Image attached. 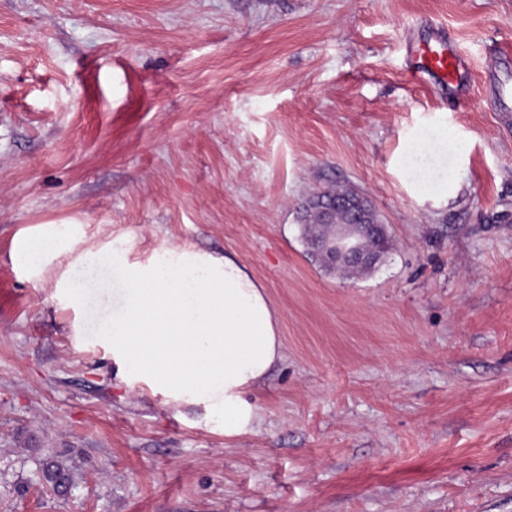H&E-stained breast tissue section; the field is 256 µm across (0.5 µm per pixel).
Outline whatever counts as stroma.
Segmentation results:
<instances>
[{
	"mask_svg": "<svg viewBox=\"0 0 512 512\" xmlns=\"http://www.w3.org/2000/svg\"><path fill=\"white\" fill-rule=\"evenodd\" d=\"M436 29L469 64L456 100L409 70ZM504 44L512 0H0V512H512ZM344 186L392 244L348 279L298 219ZM74 223L265 285L283 358L251 433L127 382L99 340L125 296L109 256L75 305L60 267L10 262Z\"/></svg>",
	"mask_w": 512,
	"mask_h": 512,
	"instance_id": "35a3bbf8",
	"label": "stroma"
}]
</instances>
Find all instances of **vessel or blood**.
<instances>
[{"instance_id":"b4317fda","label":"vessel or blood","mask_w":512,"mask_h":512,"mask_svg":"<svg viewBox=\"0 0 512 512\" xmlns=\"http://www.w3.org/2000/svg\"><path fill=\"white\" fill-rule=\"evenodd\" d=\"M410 67L427 74L434 86L449 97L460 96L466 86L467 65L446 36L435 35L433 43L411 51Z\"/></svg>"}]
</instances>
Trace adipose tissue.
<instances>
[{
	"label": "adipose tissue",
	"mask_w": 512,
	"mask_h": 512,
	"mask_svg": "<svg viewBox=\"0 0 512 512\" xmlns=\"http://www.w3.org/2000/svg\"><path fill=\"white\" fill-rule=\"evenodd\" d=\"M83 235L42 224L13 245V265L39 276ZM126 288L106 330L113 360L169 402L203 407L228 437L253 430L248 394L282 359L280 315L266 287L237 257L176 247L147 259L116 256Z\"/></svg>",
	"instance_id": "obj_1"
}]
</instances>
